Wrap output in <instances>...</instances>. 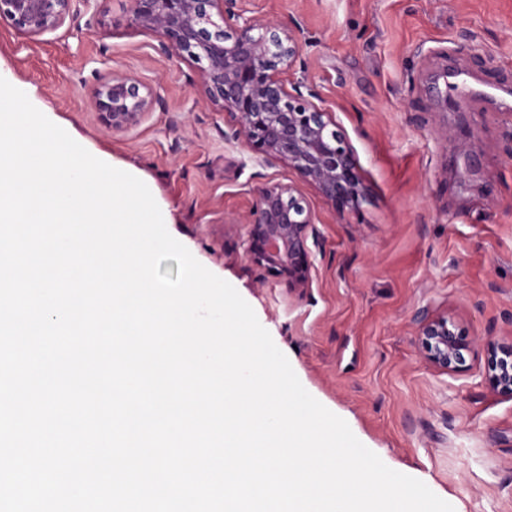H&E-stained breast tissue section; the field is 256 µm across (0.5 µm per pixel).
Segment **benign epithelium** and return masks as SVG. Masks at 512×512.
I'll return each mask as SVG.
<instances>
[{
  "label": "benign epithelium",
  "instance_id": "7a95c632",
  "mask_svg": "<svg viewBox=\"0 0 512 512\" xmlns=\"http://www.w3.org/2000/svg\"><path fill=\"white\" fill-rule=\"evenodd\" d=\"M74 2L0 0V20L35 39L60 29L73 15ZM236 4L133 0L130 24L155 36L163 54L200 64L202 99L233 117L231 139L261 154L266 163H287L338 209L358 206L365 186L352 147L329 113L283 79L300 53L292 30L277 21L238 23ZM90 99L105 125L122 132L140 124L158 96L139 79L114 74L92 88ZM247 224L250 262L290 288L302 292L310 287L313 217L295 188L283 183L258 188ZM415 321L427 364L448 372L466 362L471 342L448 316L423 311ZM487 368L495 388L512 397V342L491 348Z\"/></svg>",
  "mask_w": 512,
  "mask_h": 512
}]
</instances>
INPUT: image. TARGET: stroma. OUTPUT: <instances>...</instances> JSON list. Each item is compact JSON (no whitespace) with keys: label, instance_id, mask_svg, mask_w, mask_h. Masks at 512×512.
Masks as SVG:
<instances>
[{"label":"stroma","instance_id":"35a3bbf8","mask_svg":"<svg viewBox=\"0 0 512 512\" xmlns=\"http://www.w3.org/2000/svg\"><path fill=\"white\" fill-rule=\"evenodd\" d=\"M242 18L296 27L286 76L329 112L366 185L337 211L283 162L231 141L232 117L200 98L198 64L130 26V0L102 20L78 9L34 40L0 22V75L83 140L133 168L168 211L169 233L251 305L303 387L391 469L455 512H512V398L485 370L512 340V107L452 103L449 68L512 89V0H238ZM127 74L159 96L138 126L108 130L89 102ZM293 185L314 219L305 292L254 266L241 219L255 190ZM448 315L472 341L463 367L427 365L413 316Z\"/></svg>","mask_w":512,"mask_h":512}]
</instances>
